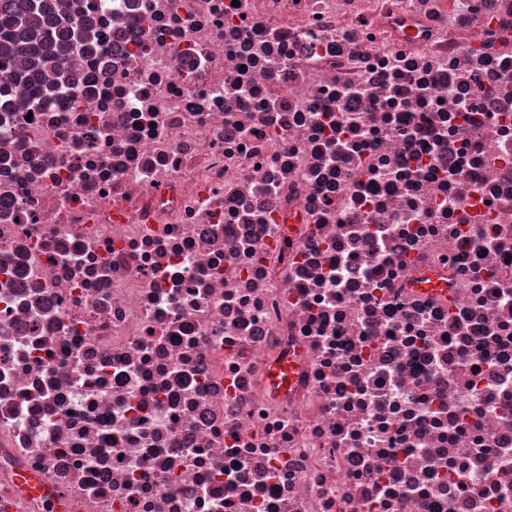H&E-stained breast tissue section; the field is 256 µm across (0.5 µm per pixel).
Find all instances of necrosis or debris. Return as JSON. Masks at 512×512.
Instances as JSON below:
<instances>
[{"label": "necrosis or debris", "mask_w": 512, "mask_h": 512, "mask_svg": "<svg viewBox=\"0 0 512 512\" xmlns=\"http://www.w3.org/2000/svg\"><path fill=\"white\" fill-rule=\"evenodd\" d=\"M52 2L0 512H512V0Z\"/></svg>", "instance_id": "necrosis-or-debris-1"}]
</instances>
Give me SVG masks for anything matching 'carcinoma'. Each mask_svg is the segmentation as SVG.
<instances>
[{
	"label": "carcinoma",
	"mask_w": 512,
	"mask_h": 512,
	"mask_svg": "<svg viewBox=\"0 0 512 512\" xmlns=\"http://www.w3.org/2000/svg\"><path fill=\"white\" fill-rule=\"evenodd\" d=\"M77 27L62 26L48 0H5L0 4V70L13 65V53L22 52L28 69L37 70L81 45Z\"/></svg>",
	"instance_id": "carcinoma-1"
}]
</instances>
